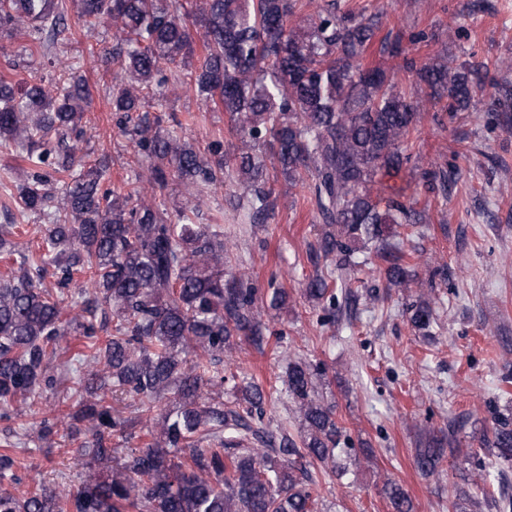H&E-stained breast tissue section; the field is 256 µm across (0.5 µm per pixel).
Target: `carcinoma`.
Instances as JSON below:
<instances>
[{
	"label": "carcinoma",
	"mask_w": 512,
	"mask_h": 512,
	"mask_svg": "<svg viewBox=\"0 0 512 512\" xmlns=\"http://www.w3.org/2000/svg\"><path fill=\"white\" fill-rule=\"evenodd\" d=\"M301 7L300 0H200L190 10L179 0H0V47L23 37L8 65L29 70L20 88L0 78V144L24 153L18 204L47 223L35 251L13 247L14 225L0 224V249L16 254L0 275V420L11 419L18 399L37 407L56 391L61 343L79 333L86 370L75 410L44 412L38 428L48 444L61 430L83 438L80 465L90 472L75 491L56 492L3 451L0 512H324L310 468L336 465L341 444H351L320 391L325 364L285 359L280 381L303 433L268 438L266 389L224 369L238 343L261 350L272 335L261 290L240 271L234 244L107 185L108 166L84 160L88 84L63 71L49 78L31 70L36 54L56 68L57 46L74 27H110L112 48L100 59L115 74L112 112L134 154L149 161L142 178L151 189L178 182L217 191L232 167L237 208L249 223L266 224L276 182L309 187L321 224L313 256L339 275L317 273L303 292L334 324L336 311L365 287L358 271L368 261L356 254L367 246L386 264L388 287L418 280V251L389 239L398 226L424 234L431 203L421 192L448 200L458 168L414 166L410 190L376 192V177L410 163L408 148L427 112L440 123V114L472 112L476 98L486 97L487 125L511 130L512 88L491 77L486 63L446 50L416 63L412 51L429 42L423 31L407 44L398 35L380 38L377 14L341 12L336 0H324L300 27ZM198 40L203 54L194 65ZM376 43L380 56L403 58L402 77L364 63ZM184 85L224 111L239 152L228 154L222 137L201 150L182 133L159 129L151 110ZM48 266L53 289L45 285ZM72 289L81 302L66 301ZM410 312L415 329L429 330V301ZM226 383L234 399L211 397L209 389ZM169 392L176 403L157 423L159 433L147 430L142 447L112 463V443L131 439L134 423L116 404L150 421ZM489 413L479 448L468 454L480 495L458 488L448 512L484 505L512 512V411L491 404ZM454 443L452 425L430 434L416 453L420 474H443ZM26 481V495L10 490ZM383 495L392 512H414L401 485L387 482Z\"/></svg>",
	"instance_id": "carcinoma-1"
}]
</instances>
